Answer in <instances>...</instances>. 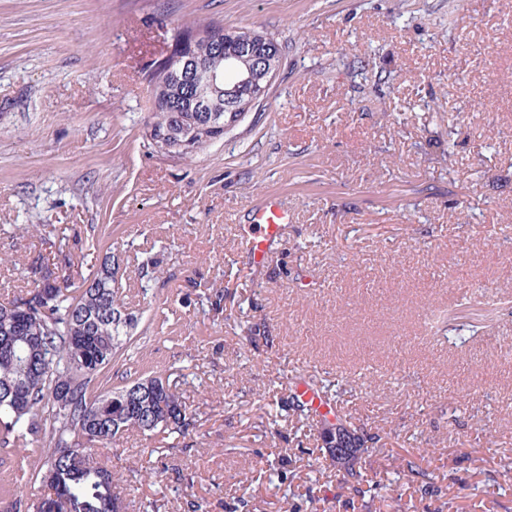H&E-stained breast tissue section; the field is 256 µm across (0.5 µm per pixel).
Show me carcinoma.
<instances>
[{
    "mask_svg": "<svg viewBox=\"0 0 512 512\" xmlns=\"http://www.w3.org/2000/svg\"><path fill=\"white\" fill-rule=\"evenodd\" d=\"M253 31L242 27L224 40V54L205 40L194 52L207 67L187 86L169 92L173 106L153 112L163 130L194 118V90L224 69L225 57L238 50ZM33 286L0 303V461L17 448H29L43 485L57 493V512L95 490L123 500L119 480L97 459L88 444H112L127 432L169 431L185 438L196 427L170 376L161 371L114 385L104 370L115 365L133 344L135 321L118 295L117 271L105 257L93 277L72 287L67 270L35 269ZM69 388L64 405L58 388ZM283 410L309 417L313 412L293 395L274 397ZM5 512H43L40 500L9 490Z\"/></svg>",
    "mask_w": 512,
    "mask_h": 512,
    "instance_id": "obj_1",
    "label": "carcinoma"
}]
</instances>
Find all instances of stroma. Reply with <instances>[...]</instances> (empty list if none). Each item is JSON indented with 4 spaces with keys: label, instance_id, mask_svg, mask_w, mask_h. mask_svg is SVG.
Segmentation results:
<instances>
[{
    "label": "stroma",
    "instance_id": "stroma-1",
    "mask_svg": "<svg viewBox=\"0 0 512 512\" xmlns=\"http://www.w3.org/2000/svg\"><path fill=\"white\" fill-rule=\"evenodd\" d=\"M210 20L275 39L280 71L172 158L146 136L147 66ZM270 197L290 221L257 264ZM108 251L132 358L196 419L98 447L129 512H382L272 405L302 380L378 435L354 468L397 512H512V0H0V302L35 260L83 279ZM477 308L494 326L467 341L434 323Z\"/></svg>",
    "mask_w": 512,
    "mask_h": 512
}]
</instances>
